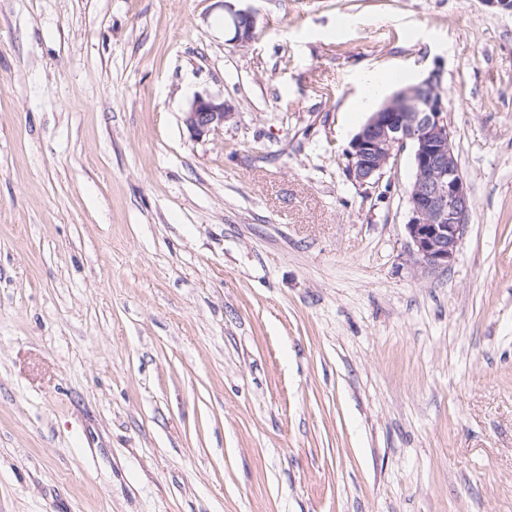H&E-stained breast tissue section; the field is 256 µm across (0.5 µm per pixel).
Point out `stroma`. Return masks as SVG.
<instances>
[{"mask_svg":"<svg viewBox=\"0 0 512 512\" xmlns=\"http://www.w3.org/2000/svg\"><path fill=\"white\" fill-rule=\"evenodd\" d=\"M0 0V512H512V13L485 0ZM439 73L471 220L408 260ZM197 95L234 116L196 139ZM230 1L244 0H224V12L227 11L228 27L233 32L230 39L235 45L244 47L252 42L257 28V16L254 10L250 8L236 9ZM424 88L432 91L419 98L417 94ZM452 137L438 75L432 74L372 112L347 154L352 180L375 185L395 151L412 146L408 251L414 265L430 271L452 265L469 224L470 197Z\"/></svg>","mask_w":512,"mask_h":512,"instance_id":"stroma-1","label":"stroma"}]
</instances>
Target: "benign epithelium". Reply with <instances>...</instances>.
<instances>
[{
  "mask_svg": "<svg viewBox=\"0 0 512 512\" xmlns=\"http://www.w3.org/2000/svg\"><path fill=\"white\" fill-rule=\"evenodd\" d=\"M231 41L240 47L252 42L257 16L224 0ZM424 88L431 93L422 97ZM233 116L224 100L197 95L184 112L190 135L202 138L222 128ZM448 108L432 74L416 87L389 98L354 136L347 154L349 176L360 185H375L395 151L413 149L414 179L409 191L410 219L406 224L409 257L425 270L446 269L455 261L469 224L470 197L452 144Z\"/></svg>",
  "mask_w": 512,
  "mask_h": 512,
  "instance_id": "1",
  "label": "benign epithelium"
}]
</instances>
